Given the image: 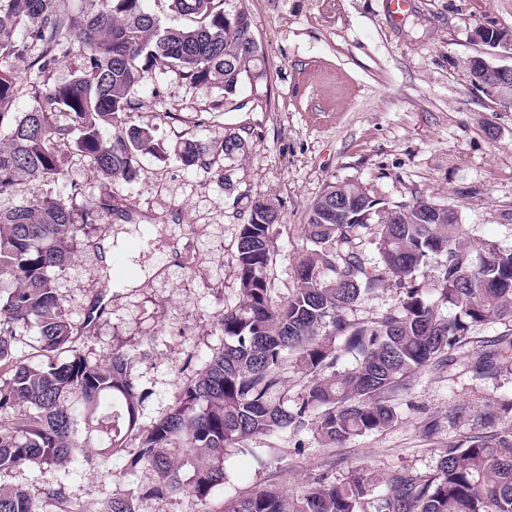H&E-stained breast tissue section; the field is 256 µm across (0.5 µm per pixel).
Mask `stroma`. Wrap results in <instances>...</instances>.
I'll list each match as a JSON object with an SVG mask.
<instances>
[{
  "label": "stroma",
  "instance_id": "obj_1",
  "mask_svg": "<svg viewBox=\"0 0 512 512\" xmlns=\"http://www.w3.org/2000/svg\"><path fill=\"white\" fill-rule=\"evenodd\" d=\"M222 3L226 12L242 6L250 13L267 58L262 80L243 82L228 97L172 72L146 73L131 118L154 128L162 158H143L136 180L125 183L69 152L63 176L16 186L20 200L64 196L78 184L75 204L82 210L111 199L115 211L98 215L93 245H79L54 277L73 322H82L93 304L103 306L80 341L86 357L103 362L116 349L133 353L128 375L150 393L146 424L224 345L214 315L240 301L234 255L255 199L273 200L280 210L268 272L277 302L294 288L307 208L334 181L360 183L389 206L421 197L456 208L471 238L512 246V101L487 98L467 70L474 57L512 65L511 53L472 36L481 24L512 31V0H408L400 17L387 0ZM29 62L26 56L4 61L17 76L21 111L34 86L67 81L83 64L75 52L44 74ZM231 129L248 140L244 157L223 161L219 173L181 165L180 142L218 140ZM122 210L132 214L131 225H123ZM122 231L146 239L136 257L143 280L132 288L107 280L105 255L95 246ZM439 276L432 266L389 281L346 317L371 321L398 307L410 288L423 289L438 314L449 316ZM394 405L391 427L333 448L306 428L259 439L255 452L227 457L217 498L270 486L293 495L317 478L338 482L356 468L433 473L450 441L512 427V376L477 380L460 368L424 369L407 377ZM458 408L463 416L449 424V412Z\"/></svg>",
  "mask_w": 512,
  "mask_h": 512
}]
</instances>
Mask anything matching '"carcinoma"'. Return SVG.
Returning a JSON list of instances; mask_svg holds the SVG:
<instances>
[{
	"instance_id": "cac0c4a2",
	"label": "carcinoma",
	"mask_w": 512,
	"mask_h": 512,
	"mask_svg": "<svg viewBox=\"0 0 512 512\" xmlns=\"http://www.w3.org/2000/svg\"><path fill=\"white\" fill-rule=\"evenodd\" d=\"M192 18L186 28L164 27L144 0H100L83 15L65 0H0V58L22 55L16 36L27 26L39 53L30 61L48 72L73 36L83 69L72 79L35 87L32 103L16 110L17 79L0 67V198L21 174L38 180L61 173L65 151L85 157L105 178L131 183L142 158L156 156L153 130L130 112L144 74L171 71L196 88L232 95L247 73L266 61L243 8L226 12L220 0H169ZM247 141L228 130L218 141L187 140L178 158L187 168L213 169L246 152ZM357 183H331L311 204L303 225L309 248L295 268L296 288L272 301L267 275L274 251L277 206L253 201L241 225L235 261L242 302L217 315L224 347L174 396L168 411L140 431L146 394L127 376L134 355L114 352L107 362L82 354L69 301L52 270L71 258L79 230L72 204L31 195L0 206V277L17 286L0 291V473L20 467L52 468L67 477L88 466L105 470L115 455L128 469L147 467L154 481L117 490L101 502L75 504L65 487L32 484L0 491V512H41L52 500L59 512H139L143 498L166 504L181 498L207 502L224 485V459L259 439L311 426L313 437L333 446L392 426L398 419L390 395L420 368L453 367L451 351L472 327L512 317V247L469 238L461 219L427 216L423 198L378 214L375 225L347 222L336 211L363 204ZM373 228L377 258L358 249ZM437 265L440 299L453 310L443 318L419 288L401 305L367 324L345 311L385 286L389 276L408 278ZM344 339L341 348L335 340ZM32 349L23 353L19 345ZM344 355L352 368L336 371ZM309 376L301 402L290 409L281 391L290 364ZM476 379L512 370L508 347L480 349L467 365ZM94 442L99 451L78 448ZM512 512V431L474 432L448 443L437 470L421 476L393 470L381 477L360 469L340 482L319 478L285 497L272 487L227 499L212 512Z\"/></svg>"
}]
</instances>
